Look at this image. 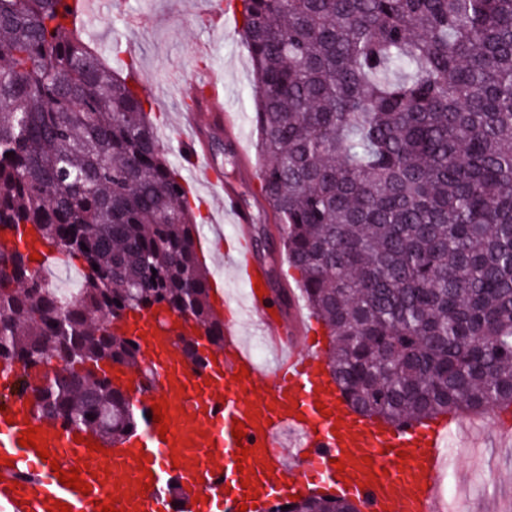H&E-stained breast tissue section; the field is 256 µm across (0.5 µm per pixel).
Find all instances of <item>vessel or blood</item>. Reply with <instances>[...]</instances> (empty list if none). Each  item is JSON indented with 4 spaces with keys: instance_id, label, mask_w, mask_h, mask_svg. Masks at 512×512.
Returning a JSON list of instances; mask_svg holds the SVG:
<instances>
[{
    "instance_id": "vessel-or-blood-1",
    "label": "vessel or blood",
    "mask_w": 512,
    "mask_h": 512,
    "mask_svg": "<svg viewBox=\"0 0 512 512\" xmlns=\"http://www.w3.org/2000/svg\"><path fill=\"white\" fill-rule=\"evenodd\" d=\"M182 93L193 104L190 135L180 150L187 167L207 159L201 120L224 124V89L186 81ZM250 294V317L273 357L256 361L235 320L224 322V346L215 348L190 320L174 324L145 317L129 331L137 335L141 357L153 371L143 377L125 369L132 404L164 405L167 436L154 426L125 441L91 450L94 435L75 443V429L34 418L17 383V368L0 369V512H51L65 503L72 512H266L272 501L316 486L332 494L350 493L363 512H439L446 463L447 422L408 423L396 428L367 420L341 398L324 357L309 334L298 305L281 308L274 291L254 293L265 270L253 258L249 235H239L225 253ZM192 341L200 362L181 348ZM246 436L236 442L234 423ZM39 431L36 447L18 442L23 431ZM49 451L41 458L38 447ZM248 454H241V447ZM59 470L80 467L90 485L82 493L60 483ZM182 494H175L173 484Z\"/></svg>"
}]
</instances>
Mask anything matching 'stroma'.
<instances>
[{
  "mask_svg": "<svg viewBox=\"0 0 512 512\" xmlns=\"http://www.w3.org/2000/svg\"><path fill=\"white\" fill-rule=\"evenodd\" d=\"M223 8L224 25H207L205 15ZM237 0H103L94 41L104 52L119 50L132 61L140 80L156 99L153 121L170 159L181 164L178 137L186 130L180 86L211 74L224 83V109L234 129L208 127L206 145L212 166L192 177L208 206L201 212L199 234L210 235L202 248L211 276L238 285L230 268L220 263L235 244L236 229L224 215L223 195L209 188L213 171L223 170L224 188L249 211L247 231L254 240L278 238L276 221L259 192L264 159L252 122V66L242 39ZM445 488L460 491L470 512H512V437L497 432L490 417L461 415L450 432Z\"/></svg>",
  "mask_w": 512,
  "mask_h": 512,
  "instance_id": "stroma-1",
  "label": "stroma"
}]
</instances>
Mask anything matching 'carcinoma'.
I'll return each instance as SVG.
<instances>
[{
    "label": "carcinoma",
    "instance_id": "carcinoma-1",
    "mask_svg": "<svg viewBox=\"0 0 512 512\" xmlns=\"http://www.w3.org/2000/svg\"><path fill=\"white\" fill-rule=\"evenodd\" d=\"M241 5L261 193L343 398L394 425L512 410V0ZM72 15L0 0V229L84 270L64 297L0 245V367L113 443L145 420L113 382L139 363L114 322L187 315L222 348L224 317L157 102Z\"/></svg>",
    "mask_w": 512,
    "mask_h": 512
}]
</instances>
